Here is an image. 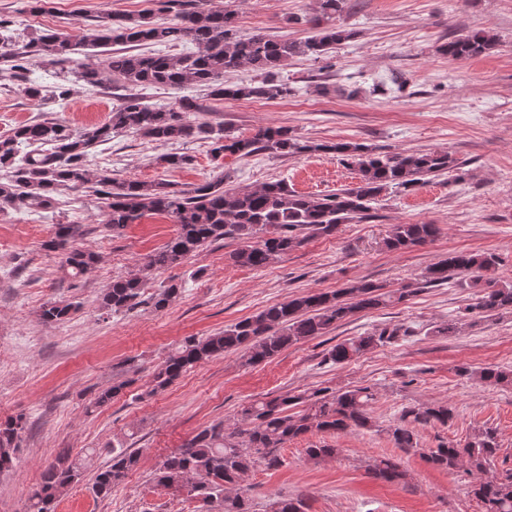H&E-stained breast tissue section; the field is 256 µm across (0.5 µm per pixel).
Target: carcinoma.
<instances>
[{
    "mask_svg": "<svg viewBox=\"0 0 512 512\" xmlns=\"http://www.w3.org/2000/svg\"><path fill=\"white\" fill-rule=\"evenodd\" d=\"M169 10L177 8L169 22H156L147 14L103 17L82 28L79 35L47 31L25 44L4 40L0 59L8 67L0 77H18L29 82L27 93L40 96L43 86L29 79L24 60L30 56L51 65H65L89 49L107 48L116 43L150 51L113 52L104 66L86 65L76 79L90 90L107 81H116L129 90L108 121L76 131L60 120L23 123L0 135V212L49 209L64 189L94 188L105 201L104 223L118 233L146 215H163L178 226L177 233L147 257L138 272L112 280L102 296V305L117 312L141 303L147 275L181 264L204 246L225 238L239 241L231 254L234 264L251 269L266 267L273 259L302 245L308 235H331L338 225L363 218L372 203L388 189L407 191L421 181L458 169L447 152L420 151L374 153L361 145L336 143L322 147L306 144L290 135L288 128H260L244 137L214 129L208 122H193L188 114L199 109L192 98H183L178 108L152 107L142 102L137 88H178L187 83L207 88L220 99L273 98L284 92L280 85L227 84L224 76L242 66H251L267 75L288 60L305 56L326 57L352 32L331 19L344 9V0H319V15L305 19L314 34L300 40L273 39L262 32L239 33L236 12L228 6L201 7L193 0H164ZM193 45L183 54H168L160 47ZM490 32H477L448 39L440 51L453 61L482 55L496 47ZM124 130L139 133L153 142L185 140L209 141L214 156L239 158L259 151L289 154L333 150L357 168L359 183L324 196L301 195L284 181H272L254 190L224 187V175L194 186L176 189L167 181L128 180L112 182L107 173L89 168L91 150L112 140V133ZM440 234L435 224H394L384 239L390 252H402L434 241ZM80 235L75 224H57L46 247L64 258V267L74 277L90 271L98 255L77 245ZM500 260L491 252L453 251L448 258L427 269L423 284L434 285L452 276L464 277L461 285L474 290L475 303L469 311L496 315L512 312V285L498 279ZM413 294L409 288L388 290L367 281L332 292L310 291L274 304L242 319L221 332L189 337L172 352L152 376L151 393L171 386L182 373L197 364L227 352L244 351L248 362L259 363L282 350L310 338L324 336L337 322L358 311L400 303ZM75 305L64 300L45 303L40 320H66ZM400 328L349 339L336 345L330 358L349 361L378 346L393 342ZM479 381L496 386L512 384V371L486 367ZM375 393L368 386L336 391L321 388L310 395H279L256 398L242 405L244 428L226 433L224 422L212 423L171 453L154 474V482L164 487L173 480L198 496L212 512H251L249 499L240 493L228 498L243 476L258 461L269 467L280 463L277 450L311 432H344L375 427L370 407ZM302 406L295 412L293 408ZM454 409L446 403H428L403 408L387 434L394 447L404 453L418 451V425H446ZM25 429L23 417L0 422V473L15 464L18 441ZM497 451V438L490 429H478L463 444L441 445L427 461L443 470L464 467L475 476L472 495L483 512H512V471L487 478L486 465ZM140 454L129 448L112 449L109 465L98 470L92 484L97 497H106L126 474L136 468ZM374 478L387 483H404L407 471L393 458H381L371 467ZM84 476V465L63 457L48 467L43 481L31 497L30 512H53V503Z\"/></svg>",
    "mask_w": 512,
    "mask_h": 512,
    "instance_id": "carcinoma-1",
    "label": "carcinoma"
}]
</instances>
